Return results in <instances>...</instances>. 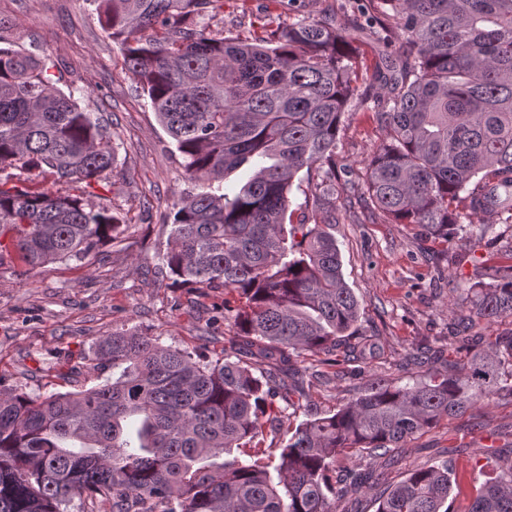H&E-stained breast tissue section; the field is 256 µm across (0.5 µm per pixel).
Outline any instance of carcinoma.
<instances>
[{"label":"carcinoma","instance_id":"carcinoma-1","mask_svg":"<svg viewBox=\"0 0 512 512\" xmlns=\"http://www.w3.org/2000/svg\"><path fill=\"white\" fill-rule=\"evenodd\" d=\"M181 157L195 190L171 203L163 267L197 298L224 290V322L240 357L207 359L135 330L114 331L94 367L112 379L34 399L0 389V512H336L385 473L407 438L495 395L512 397V332L462 336L463 367L432 365L400 386L370 379L334 413L290 427L278 391L304 354L336 353L357 331L360 303L328 228L337 224L336 139L358 85L351 43L382 47L370 81L388 138L366 165V203L393 224L451 244L472 215H512V0H347L351 21L310 14L251 40L208 33L224 0H88ZM56 64L0 34V237L30 269L84 260L122 242L127 215L104 199L117 146L103 119L65 93ZM253 163L227 192L224 180ZM18 170L27 177L12 174ZM306 171L316 215L293 223ZM65 184L59 194L45 187ZM461 289L458 325L512 316V264ZM286 430L257 448L263 423ZM240 455L231 459V449ZM468 512H512V450L491 466ZM451 461L410 470L375 498L376 512H449Z\"/></svg>","mask_w":512,"mask_h":512}]
</instances>
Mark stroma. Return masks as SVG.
I'll return each mask as SVG.
<instances>
[{
  "label": "stroma",
  "mask_w": 512,
  "mask_h": 512,
  "mask_svg": "<svg viewBox=\"0 0 512 512\" xmlns=\"http://www.w3.org/2000/svg\"><path fill=\"white\" fill-rule=\"evenodd\" d=\"M328 0H251L242 14L237 0L207 21L209 31L251 38L263 22L285 25L319 13ZM0 17L21 25L22 44L50 56L64 73L63 90L98 109L112 124L118 146L114 208L130 213L123 241L106 243L83 262H56L30 269L16 253L0 259V387L32 397L100 384L111 370L89 363L98 343L116 330H138L162 344L216 355L229 331L224 294L214 292L193 307L185 289L171 287L159 270L170 228L163 222L172 194L185 191L179 154L157 122L146 97L123 67L118 44L103 32L88 0H0ZM386 133L365 106L354 103L342 118L336 148V188L351 199L332 233L342 271L361 304L359 343L373 347L367 374L405 384L413 368L407 356L430 347L443 359L466 360L448 326L454 322L452 290L468 281L492 283L494 267L474 269L470 254L486 255L512 245V220L474 217L453 244L426 237L414 224H390L364 209L367 158ZM321 377L304 376L288 413L294 422L337 410L360 392L363 380L322 366ZM512 440V401L493 398L465 415L442 421L395 449L388 482L408 470L453 460L450 512H467L486 479L487 452Z\"/></svg>",
  "instance_id": "35a3bbf8"
}]
</instances>
